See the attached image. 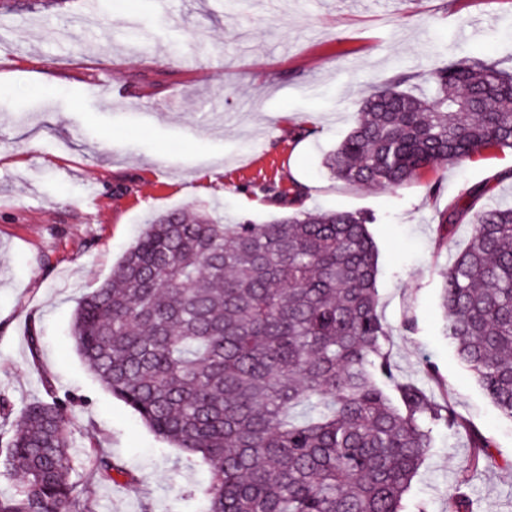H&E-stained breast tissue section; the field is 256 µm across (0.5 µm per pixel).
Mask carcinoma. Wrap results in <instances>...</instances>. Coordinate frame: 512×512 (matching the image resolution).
Instances as JSON below:
<instances>
[{
	"label": "carcinoma",
	"instance_id": "carcinoma-1",
	"mask_svg": "<svg viewBox=\"0 0 512 512\" xmlns=\"http://www.w3.org/2000/svg\"><path fill=\"white\" fill-rule=\"evenodd\" d=\"M372 86L325 158L349 183L394 189L439 165L512 150V71L483 56L429 70V93ZM488 183L438 215V248L458 224L469 245L442 278L445 335L499 411L512 418V202L482 203ZM368 218L300 208L265 224L167 213L81 297L78 353L112 396L160 439L208 465L202 512H403L432 427L470 431L469 467L492 442L448 398L396 377L378 314ZM73 442L52 396L27 405L0 456L21 478L0 512H84ZM103 482L138 480L95 455ZM446 512H472L469 496Z\"/></svg>",
	"mask_w": 512,
	"mask_h": 512
}]
</instances>
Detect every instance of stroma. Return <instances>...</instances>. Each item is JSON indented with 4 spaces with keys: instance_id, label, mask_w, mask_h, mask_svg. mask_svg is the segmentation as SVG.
Returning a JSON list of instances; mask_svg holds the SVG:
<instances>
[{
    "instance_id": "35a3bbf8",
    "label": "stroma",
    "mask_w": 512,
    "mask_h": 512,
    "mask_svg": "<svg viewBox=\"0 0 512 512\" xmlns=\"http://www.w3.org/2000/svg\"><path fill=\"white\" fill-rule=\"evenodd\" d=\"M140 39H127L130 28ZM206 49L198 70L178 57ZM486 55L512 67V0H42L0 7V400L17 422L47 391L67 409L72 479L89 512H201L208 469L157 438L77 353L78 300L98 288L152 217L201 213L256 223L306 206L370 217L378 312L395 374L435 368L496 464L468 472V435L442 427L407 503L445 512L460 475L478 512H512V419L444 334L436 214L494 181L512 197V152L492 151L380 190L328 176L325 153L353 126L363 91L399 72ZM439 182L430 196L426 185ZM302 190L303 200L292 193ZM40 338L31 350L30 334ZM119 460L137 488L100 481ZM95 469L103 482H117L116 477H122L124 483L131 488H137L138 480L118 461L108 455H95Z\"/></svg>"
}]
</instances>
